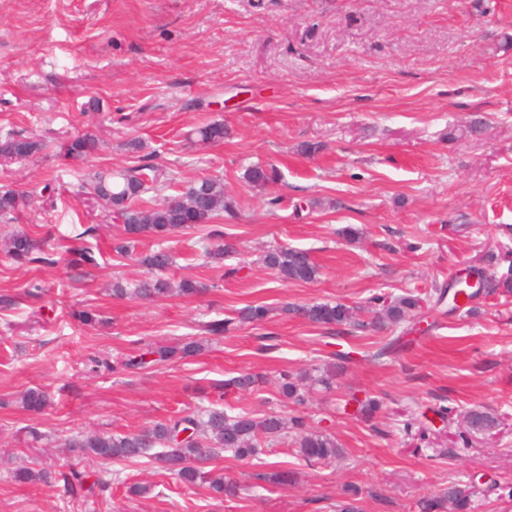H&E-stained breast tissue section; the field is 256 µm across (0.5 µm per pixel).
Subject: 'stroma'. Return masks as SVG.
Returning a JSON list of instances; mask_svg holds the SVG:
<instances>
[{"mask_svg": "<svg viewBox=\"0 0 512 512\" xmlns=\"http://www.w3.org/2000/svg\"><path fill=\"white\" fill-rule=\"evenodd\" d=\"M512 0H0V128L39 136L30 161L0 166V186L32 192V203L0 238L24 231L55 253L54 266L20 267L0 252V512H335L344 485L362 512H420L422 499L455 482L472 512H512V295L482 294L472 311H431L368 332L285 314L289 304L342 301L368 319L374 295L426 294L486 268L512 273ZM486 129L465 135L474 117ZM223 123V142L195 129ZM92 132L97 152L80 159L64 145ZM141 143L128 150L129 140ZM314 153H307V145ZM152 158L180 188L220 176L234 215L218 224L236 250L217 266L197 246L203 228L170 236L169 276L207 289L156 301L117 298L146 270L112 250L117 229L80 185L94 169ZM274 166V182L246 177ZM58 188L42 193L46 180ZM277 208H269L271 198ZM363 235L349 242L346 226ZM94 235H85L87 227ZM90 247L96 266L74 264ZM308 250L311 283H282L260 261L276 247ZM40 282L41 298L26 294ZM268 320L221 336L207 323L245 306ZM96 310L100 324L74 316ZM410 345L372 360L379 342ZM204 351L136 373L88 372V357H121L140 340ZM358 355L333 387L284 402L280 370L319 369L338 345ZM243 372V392L221 383ZM45 390L50 405L25 411L21 394ZM380 400L371 419L344 411L349 395ZM216 405L306 416L333 433L343 459L312 465L276 443L251 459L222 454L218 467L242 486L211 498L178 483L158 463L113 462L106 497L19 484L13 468L44 461L65 470V442L89 432L125 433L185 407ZM482 405L502 423L462 439V417ZM39 439H32V432ZM262 471L269 481L254 485ZM290 472L291 483L273 481ZM140 482L148 493L128 494Z\"/></svg>", "mask_w": 512, "mask_h": 512, "instance_id": "obj_1", "label": "stroma"}]
</instances>
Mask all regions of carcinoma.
<instances>
[{
    "instance_id": "carcinoma-1",
    "label": "carcinoma",
    "mask_w": 512,
    "mask_h": 512,
    "mask_svg": "<svg viewBox=\"0 0 512 512\" xmlns=\"http://www.w3.org/2000/svg\"><path fill=\"white\" fill-rule=\"evenodd\" d=\"M200 141L215 143L224 140V124L210 123L198 131ZM99 140L92 134L74 138L67 152L75 156H89L96 152ZM44 148L42 140L26 136L19 131L8 130L0 134V161L11 163L34 156ZM246 177L255 184H264L275 179V170L253 166ZM87 196L102 201L119 222L120 233L112 241L113 250L121 256L134 253L141 239L162 238L174 232L211 224L223 213L234 211L230 198L224 194V180L219 177H203L189 182L181 190L163 196L160 202L146 200L143 195L160 192L166 188L163 169L149 160L122 171H97L83 183ZM30 205L26 194L14 189H0V223L10 224L20 209ZM203 256L216 263L224 256L235 252V245L225 240L217 230L206 233L200 241ZM40 243L30 234L17 231L8 236V257L19 265L42 261L54 263L49 257L39 258ZM141 265L149 270V276L138 281L132 288L119 283L112 284L115 296L130 295L138 298L165 297L171 295H199L206 286L190 279L177 283L164 276L175 263L173 253L157 248L138 256ZM265 264L274 271L278 280L288 282H312L319 276V268L306 250L277 247L264 256ZM477 279L484 284L487 292H512L511 277H496L492 273L480 272ZM452 294L455 308L459 309L475 300L478 292L470 289L467 281L453 280L435 290L434 305H441L447 294ZM424 299L406 294L393 298L375 296L370 299L374 316L370 321L357 318L352 308L341 302H319L302 306H290L286 312L302 317L314 324L332 327L340 333L345 328L363 330L386 325H396L422 308ZM269 308L250 305L238 312L237 318L215 321L209 325L213 334L234 329L236 322L259 323L266 319ZM205 345L193 340L180 347H172L157 341L143 344L136 353L114 362L106 357L89 358V371L123 370L136 373L140 370L161 366L175 356L188 357L203 351ZM336 362L325 365L320 373L313 375L306 370L280 372V394L297 404L304 401L305 387L320 385L325 389L332 386L336 377L343 372V364L353 361L352 352L338 351ZM24 408L32 412L42 411L49 403L47 393L40 388H29L20 397ZM465 437L485 435L494 432L500 425L497 414L482 406H475L463 415ZM185 432L187 436L177 447L171 446L175 436ZM291 438V445L297 454L311 465L331 463L344 455V449L336 437L322 429L312 428L301 416L285 419L278 414L257 417L242 410L235 415L224 409L212 407L207 410L187 408L177 415L140 430L128 433H90L78 435L68 442V447L78 448L82 457L101 465L115 461L139 463L161 462L186 487L204 485L214 495L226 499L238 495L240 485L227 473L215 469L207 470L205 465L214 461L223 452L232 453L237 460L257 456L262 445L279 439ZM95 480L85 486L88 473L78 465L69 471L55 470L50 466L39 469L19 466L13 470V477L19 483L42 482L53 485L63 483L64 490L77 495L81 492H102L108 486L103 471L94 472ZM471 512V491L451 483L443 492L421 504V512Z\"/></svg>"
}]
</instances>
